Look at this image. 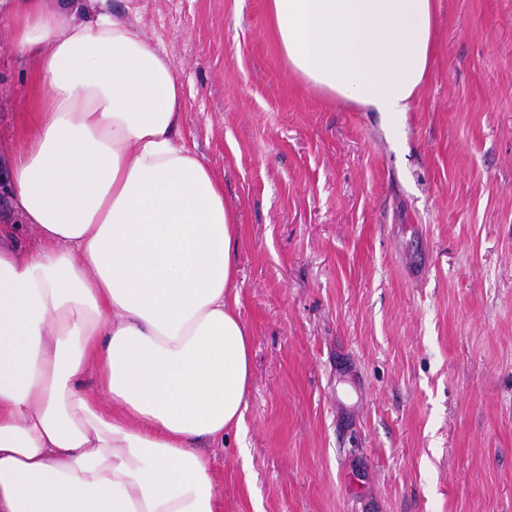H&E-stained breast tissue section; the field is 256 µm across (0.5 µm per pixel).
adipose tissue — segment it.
<instances>
[{
	"label": "adipose tissue",
	"mask_w": 512,
	"mask_h": 512,
	"mask_svg": "<svg viewBox=\"0 0 512 512\" xmlns=\"http://www.w3.org/2000/svg\"><path fill=\"white\" fill-rule=\"evenodd\" d=\"M33 110L0 225V512H222L199 443L239 427L252 382L240 225L177 133L183 85L107 0H12ZM289 71L323 95L408 111L435 0H267ZM94 375L96 393L81 384Z\"/></svg>",
	"instance_id": "1"
}]
</instances>
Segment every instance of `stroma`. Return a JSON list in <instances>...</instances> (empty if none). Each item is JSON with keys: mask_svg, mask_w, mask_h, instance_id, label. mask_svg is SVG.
<instances>
[{"mask_svg": "<svg viewBox=\"0 0 512 512\" xmlns=\"http://www.w3.org/2000/svg\"><path fill=\"white\" fill-rule=\"evenodd\" d=\"M109 4L168 55L179 137L241 224L248 407L199 445L223 512H512V0H436L428 78L395 117L292 75L267 0ZM12 38L1 23L0 224L32 248L4 184L34 73Z\"/></svg>", "mask_w": 512, "mask_h": 512, "instance_id": "obj_1", "label": "stroma"}]
</instances>
